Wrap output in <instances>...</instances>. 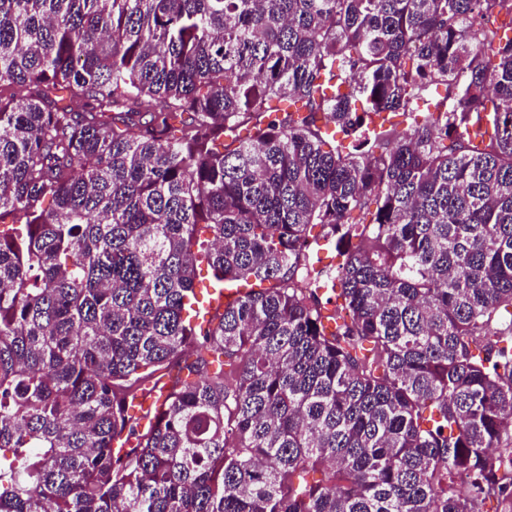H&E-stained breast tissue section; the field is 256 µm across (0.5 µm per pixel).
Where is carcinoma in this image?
I'll return each instance as SVG.
<instances>
[{
  "instance_id": "carcinoma-1",
  "label": "carcinoma",
  "mask_w": 512,
  "mask_h": 512,
  "mask_svg": "<svg viewBox=\"0 0 512 512\" xmlns=\"http://www.w3.org/2000/svg\"><path fill=\"white\" fill-rule=\"evenodd\" d=\"M3 448L0 512H512V0H0ZM258 286L251 288H245L243 286H237L236 288H224V290L217 291L214 288H209L208 293L210 298L207 302L202 304V308H199L198 304L194 305V310L198 314L205 312L206 318H209L217 309H222L224 304L235 300L236 298L246 295L252 291H257ZM162 380L156 384L148 385L144 390L140 391L131 405L128 407L129 413L139 419V424L143 428L154 408H158L166 395L167 384L160 387Z\"/></svg>"
}]
</instances>
